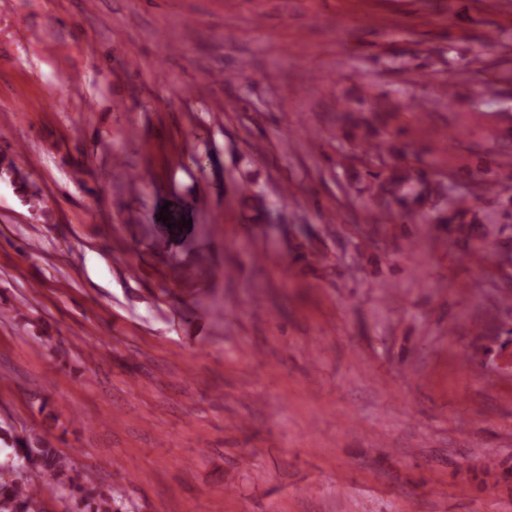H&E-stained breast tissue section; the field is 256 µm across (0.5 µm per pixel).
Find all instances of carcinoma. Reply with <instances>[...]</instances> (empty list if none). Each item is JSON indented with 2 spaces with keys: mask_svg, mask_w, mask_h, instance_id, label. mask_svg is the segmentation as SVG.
I'll return each instance as SVG.
<instances>
[{
  "mask_svg": "<svg viewBox=\"0 0 512 512\" xmlns=\"http://www.w3.org/2000/svg\"><path fill=\"white\" fill-rule=\"evenodd\" d=\"M401 192L396 200L403 205L400 217L410 219L421 216L423 224H456L463 230L470 212L468 199L458 197L446 208L436 205L444 197L442 189L424 180L412 167L395 166L378 185L374 195L375 219L382 223L395 221L388 208L389 196ZM14 455L0 465V512H40L35 493L55 496L68 492L75 499L76 512H119L116 491L95 484L91 473L84 475V490L79 479L67 475L70 462L67 455L54 448L40 435H27L15 439Z\"/></svg>",
  "mask_w": 512,
  "mask_h": 512,
  "instance_id": "carcinoma-1",
  "label": "carcinoma"
}]
</instances>
